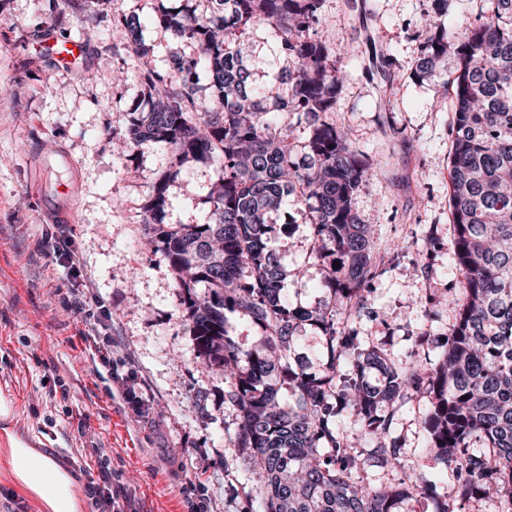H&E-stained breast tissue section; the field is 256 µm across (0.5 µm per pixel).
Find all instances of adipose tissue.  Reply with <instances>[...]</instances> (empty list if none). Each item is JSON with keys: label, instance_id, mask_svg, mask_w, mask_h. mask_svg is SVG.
Listing matches in <instances>:
<instances>
[{"label": "adipose tissue", "instance_id": "obj_1", "mask_svg": "<svg viewBox=\"0 0 512 512\" xmlns=\"http://www.w3.org/2000/svg\"><path fill=\"white\" fill-rule=\"evenodd\" d=\"M0 460L14 492L33 512H84L75 474L43 449L11 435Z\"/></svg>", "mask_w": 512, "mask_h": 512}]
</instances>
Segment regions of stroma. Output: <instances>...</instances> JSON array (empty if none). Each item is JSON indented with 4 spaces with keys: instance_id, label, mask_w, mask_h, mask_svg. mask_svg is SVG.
<instances>
[{
    "instance_id": "1",
    "label": "stroma",
    "mask_w": 512,
    "mask_h": 512,
    "mask_svg": "<svg viewBox=\"0 0 512 512\" xmlns=\"http://www.w3.org/2000/svg\"><path fill=\"white\" fill-rule=\"evenodd\" d=\"M84 0H0V394L13 414L6 433L60 458L82 482L101 461L112 489L135 512H187L182 490H208V512H243L227 483H241L229 438L237 411L224 401V379L193 348L190 323L168 262L144 237V206L169 160L156 147L134 149L129 115L145 110L136 55L112 37V24L134 13L153 64L165 69L173 41L157 22L161 0H101L93 38H85ZM449 27L487 21L489 0H323L316 36L338 52L347 80L332 118L370 160L353 206L371 229L382 274L371 284L374 317L355 319L363 346L384 349L400 365L433 366L440 351L415 344L429 332L451 335L458 316L456 276L448 271L453 226L448 194L451 92L439 80H413L424 20ZM87 39L74 68L60 67L40 40ZM64 152L68 164L57 161ZM54 184L77 183L72 222L50 220L34 191L37 164ZM217 167L186 164L168 190L172 224L201 223L213 207ZM271 245L288 268L293 305L327 302L328 266L314 258L309 215L295 203L268 218ZM288 232H281V225ZM65 239L68 256L54 254ZM428 261L420 270V261ZM79 297L84 312L66 310ZM107 318L112 358L149 408L135 415L107 368L92 371L84 334ZM428 400L395 408L391 435L406 466L364 467L365 481L393 484L424 477L454 485L441 460L425 453ZM100 446L103 457L93 456Z\"/></svg>"
}]
</instances>
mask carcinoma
I'll use <instances>...</instances> for the list:
<instances>
[{
	"instance_id": "1",
	"label": "carcinoma",
	"mask_w": 512,
	"mask_h": 512,
	"mask_svg": "<svg viewBox=\"0 0 512 512\" xmlns=\"http://www.w3.org/2000/svg\"><path fill=\"white\" fill-rule=\"evenodd\" d=\"M219 14L198 16L186 5L164 7L158 21L176 48L169 72L141 70L143 93L157 99L133 112L132 146L162 145L169 165L145 204L144 232L176 275L178 300L192 343L208 366L231 384L237 409L234 446L251 473L237 489L245 512H402L418 498L453 512L435 482L390 487L359 476L361 460L337 428L357 418L368 465L403 467L402 448L388 440L394 404L423 393L428 451L456 477L455 498L475 502L495 489L501 512H512V0H490L491 18L448 28L430 24L419 47L416 77L441 75L453 54L454 121L448 190L455 229L452 266L460 276L456 327L433 367L401 366L379 347L362 348L347 329L369 312L368 287L380 275L368 226L353 207L368 170L364 154L336 122L346 79L336 53L315 38L323 0H214ZM263 27L288 60L282 89L256 81L244 61L247 32ZM141 60L150 54L138 16L112 25ZM203 70L211 95H196ZM313 118L306 139L291 141L286 123ZM214 165L222 172L211 192L214 208L201 224L167 223L168 188L180 166ZM293 197L308 210L316 257H332L325 287L332 306L289 302L288 270L271 247L267 214ZM248 317L263 334L259 348H242L225 312ZM318 332L329 360L317 372L292 365L297 329ZM379 374L374 384L366 371ZM287 391L294 403L284 402Z\"/></svg>"
}]
</instances>
